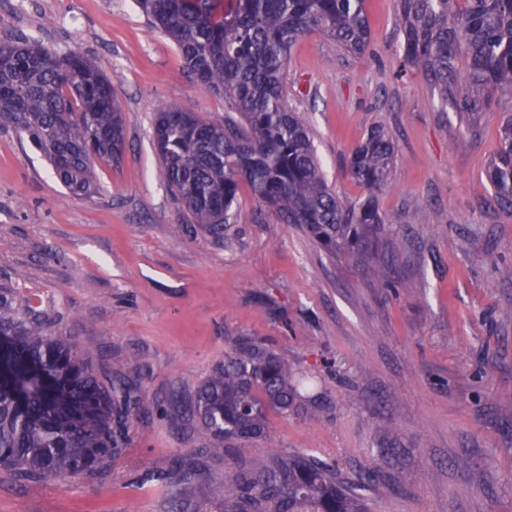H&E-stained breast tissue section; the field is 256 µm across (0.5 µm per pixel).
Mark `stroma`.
<instances>
[{
    "label": "stroma",
    "instance_id": "35a3bbf8",
    "mask_svg": "<svg viewBox=\"0 0 512 512\" xmlns=\"http://www.w3.org/2000/svg\"><path fill=\"white\" fill-rule=\"evenodd\" d=\"M372 39L357 56L312 34L283 84L308 124L329 186L363 196L345 163L375 125L397 145L379 207L378 258L330 257L242 189L223 242L175 235L183 215L153 143L161 107L223 124V98L185 70L135 0H0V41L26 36L93 58L125 119L120 165L96 162L76 196L40 152L0 124V285L39 304L100 375L133 379L145 405L188 407L248 334L313 380L315 413L269 412L268 437L210 456L183 486L215 512L238 462L274 452L332 463L365 488L369 512H512V208L486 168L512 96L437 111L403 71L397 0H366ZM123 452L92 473L19 481L0 467V512H171L158 476L208 440L192 424L135 415Z\"/></svg>",
    "mask_w": 512,
    "mask_h": 512
}]
</instances>
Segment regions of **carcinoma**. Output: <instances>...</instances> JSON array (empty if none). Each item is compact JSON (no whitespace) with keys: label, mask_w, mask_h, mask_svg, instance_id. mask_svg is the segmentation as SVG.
I'll use <instances>...</instances> for the list:
<instances>
[{"label":"carcinoma","mask_w":512,"mask_h":512,"mask_svg":"<svg viewBox=\"0 0 512 512\" xmlns=\"http://www.w3.org/2000/svg\"><path fill=\"white\" fill-rule=\"evenodd\" d=\"M152 27L177 46L197 83L239 115L211 124L163 107L153 138L163 176L192 225L219 240L233 223L241 184L285 224H302L331 254L356 263L378 255L386 223L375 195L389 181L396 145L375 127L354 149L350 178L367 191L342 200L325 181L310 132L282 96L289 55L321 33L351 55L370 40L366 0H136ZM403 65L422 73L441 104L475 110L512 94V0H398ZM41 152L71 193L95 189L90 157L114 166L125 148L124 119L111 81L82 54L59 53L23 37L0 42V122ZM498 205L512 207V117L499 128L487 166ZM0 466L26 481L98 470L126 446L128 382L97 372L30 301L0 288ZM306 375L242 334L198 386L191 417L212 451L268 433L267 412L297 406ZM197 468L177 461L163 480L174 489ZM224 512H367L359 486L302 454L243 462L219 487Z\"/></svg>","instance_id":"carcinoma-1"}]
</instances>
